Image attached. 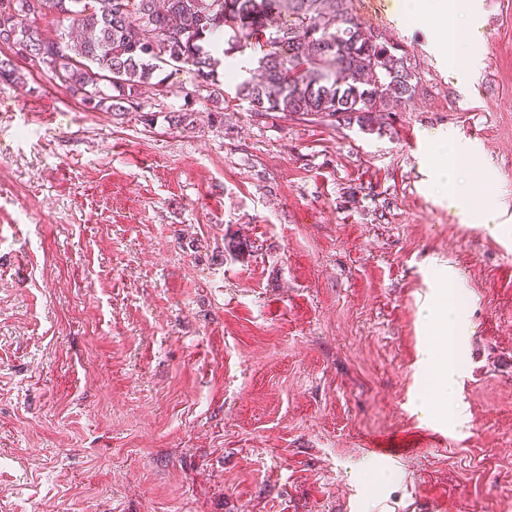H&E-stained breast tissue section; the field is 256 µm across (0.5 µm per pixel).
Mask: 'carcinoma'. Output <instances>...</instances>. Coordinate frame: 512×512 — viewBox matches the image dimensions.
I'll return each instance as SVG.
<instances>
[{
  "label": "carcinoma",
  "mask_w": 512,
  "mask_h": 512,
  "mask_svg": "<svg viewBox=\"0 0 512 512\" xmlns=\"http://www.w3.org/2000/svg\"><path fill=\"white\" fill-rule=\"evenodd\" d=\"M351 0H0V44L43 71L71 97L122 119L142 108L140 90L166 97L154 81L169 69L193 74L197 97L214 103L224 124V89L216 54L249 53L251 78L237 81L236 97L257 121L320 119L363 131L392 126L397 108L418 86L402 47L372 40L352 13ZM67 17L76 36L51 37L47 23ZM227 47L211 40L218 29ZM119 94L112 95L110 91ZM167 123L193 133L196 113L169 112Z\"/></svg>",
  "instance_id": "1"
}]
</instances>
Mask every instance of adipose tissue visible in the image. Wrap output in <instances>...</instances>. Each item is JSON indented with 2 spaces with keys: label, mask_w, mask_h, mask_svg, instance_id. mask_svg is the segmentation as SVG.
<instances>
[{
  "label": "adipose tissue",
  "mask_w": 512,
  "mask_h": 512,
  "mask_svg": "<svg viewBox=\"0 0 512 512\" xmlns=\"http://www.w3.org/2000/svg\"><path fill=\"white\" fill-rule=\"evenodd\" d=\"M398 5L402 16H429L443 31L449 32L448 54L453 60H470V28L465 22L471 10L470 0H398ZM433 148L440 160L434 177L447 188L449 207L474 219L490 236L512 234V225L502 221L499 209L477 206L476 181L460 177L463 169L472 164L474 149L451 135L439 136ZM425 317L437 326L443 337L440 347L428 350L426 364L442 395L447 397L452 395L461 376V357L468 334L464 310L454 300L452 285L438 289L435 301L426 308Z\"/></svg>",
  "instance_id": "ef3b65f1"
}]
</instances>
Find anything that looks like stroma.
I'll return each instance as SVG.
<instances>
[{
	"label": "stroma",
	"mask_w": 512,
	"mask_h": 512,
	"mask_svg": "<svg viewBox=\"0 0 512 512\" xmlns=\"http://www.w3.org/2000/svg\"><path fill=\"white\" fill-rule=\"evenodd\" d=\"M396 3L352 0L419 72L379 133L215 126L183 72L150 127L0 81V512H512V235L430 177L433 137L471 141L512 221V0H476L473 74ZM448 268L460 433L414 407Z\"/></svg>",
	"instance_id": "obj_1"
}]
</instances>
